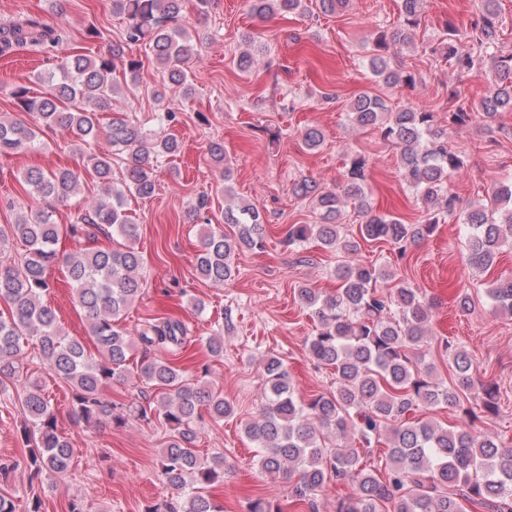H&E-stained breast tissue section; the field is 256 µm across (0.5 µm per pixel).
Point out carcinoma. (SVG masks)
<instances>
[{
	"mask_svg": "<svg viewBox=\"0 0 512 512\" xmlns=\"http://www.w3.org/2000/svg\"><path fill=\"white\" fill-rule=\"evenodd\" d=\"M185 0H112L113 13L126 23L124 40L96 57H67L54 70L37 74L47 86L42 95L26 85L12 91L18 108L33 118L29 123L0 117V152L26 153L40 147L39 131L62 134L74 146L101 138L112 150L129 156L121 186L113 184L112 155H87V170L102 186V196L87 210L75 211L69 224L53 219V205L78 195L80 175L70 168H30L20 184L48 210L21 213L8 227L0 226V395H16L26 417L23 425L28 448L30 482L54 484L72 469L74 448L58 430V414L51 398L31 379L29 365L37 362L71 389V416L78 424L103 421L116 427L136 419L156 420L170 431L159 460L162 482L176 499L147 506L144 512H223L206 494V486L224 478V456L201 458L194 443L201 411L223 420L234 414L224 395L204 380L186 379L171 361L145 356L132 364L133 340L122 324L125 313L143 293V258L134 246L139 226L126 209V196L148 198L155 192L162 158L181 152V142L160 130H147L122 112H113L107 124L97 117L112 112V98L141 84L143 62L128 55L132 44L146 42L169 85L190 97L194 86L185 64L194 51L185 29L172 26ZM249 13L260 20L309 10L307 0H247ZM399 20L380 28L369 58L371 74L388 87L412 85L415 74L390 65V44L410 39L419 25L423 0H400ZM501 29L498 0H479V14L470 29L445 25V38L430 48L432 56L455 62L471 71L486 54L492 60L488 94L480 101L487 117L512 112V53L497 54ZM62 34L39 18L27 16L0 27V57L30 45L40 53L54 51ZM258 49L242 51L237 68L252 71ZM122 72L124 84L114 81ZM363 129L377 128L382 138L399 150L405 179L427 205L421 224H406L393 215L376 214L364 187L367 160L354 156L335 190L315 182L293 184L292 194L310 201L316 224H292L286 242L301 249L309 241L342 257L334 275L336 292L321 295L312 288L297 290L299 301L314 315L316 329L308 338L309 357L336 373V387L296 397L288 369L278 358L264 363L266 402L260 415L244 423L245 435L259 448L257 463L268 474L296 479L295 494L315 512L314 499L329 482H346L355 492L338 501L336 512H464V500L488 512H512V448L475 430L480 417L499 412V388L494 382L476 383L469 353L445 342L453 371L451 383L433 377L426 362L432 306L419 289L400 282L387 293L376 284L391 278L383 265L350 261L361 242L388 243L405 255L408 244L433 234L440 215L455 210L456 196L448 191L451 173L465 164L464 155L448 146L434 113L421 108H394L377 95L361 93L348 112ZM303 148L316 150L322 132L306 127L300 132ZM231 173L224 171V223L232 233L210 231L202 238L196 270L206 281L222 286L235 279L234 256L241 248H264L263 216L259 206L235 201ZM365 218L359 237L342 232L348 206ZM467 226L464 250L469 265L488 271L506 246H512V181L496 187L489 204L464 214ZM92 226L115 232L126 241L120 249L81 250L58 257L55 245L63 235L73 237ZM18 240L23 250L12 253ZM59 263L68 278L74 300L89 323L96 352L64 334L54 309L45 302L48 270ZM495 312L512 315V276L497 278L486 288ZM186 337L178 321L147 319L138 333L146 351L180 346ZM134 374L140 382L163 390L154 406L130 404L123 411L103 397L114 382ZM479 411L464 406L469 397ZM424 407L456 408L464 422L447 428L432 420H412ZM370 449L386 440L384 473L377 477L361 465L356 448Z\"/></svg>",
	"mask_w": 512,
	"mask_h": 512,
	"instance_id": "carcinoma-1",
	"label": "carcinoma"
}]
</instances>
